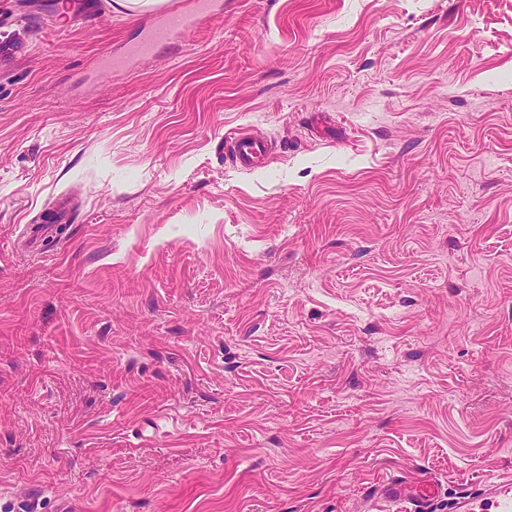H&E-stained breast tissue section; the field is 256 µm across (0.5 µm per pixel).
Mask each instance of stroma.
<instances>
[{"label": "stroma", "mask_w": 512, "mask_h": 512, "mask_svg": "<svg viewBox=\"0 0 512 512\" xmlns=\"http://www.w3.org/2000/svg\"><path fill=\"white\" fill-rule=\"evenodd\" d=\"M80 2L0 0V512L512 475V0H223L112 74L171 0ZM230 151L236 166L244 170L265 167L271 154L267 140L252 134H239L231 139Z\"/></svg>", "instance_id": "stroma-1"}]
</instances>
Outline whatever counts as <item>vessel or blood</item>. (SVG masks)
<instances>
[{
    "instance_id": "1",
    "label": "vessel or blood",
    "mask_w": 512,
    "mask_h": 512,
    "mask_svg": "<svg viewBox=\"0 0 512 512\" xmlns=\"http://www.w3.org/2000/svg\"><path fill=\"white\" fill-rule=\"evenodd\" d=\"M222 9V0H193L187 9H166L151 21L142 23V35L136 42L119 51H107L106 69H124L135 59L148 56L157 47L197 29ZM230 151L235 165L250 171L266 166L271 146L263 138L241 134L232 138ZM437 489L431 479L412 485L387 477L380 483L375 501L380 512H392L393 507L404 504L410 505L412 512H427ZM453 512H512V478L499 474L487 477L480 492L464 493L456 498Z\"/></svg>"
}]
</instances>
